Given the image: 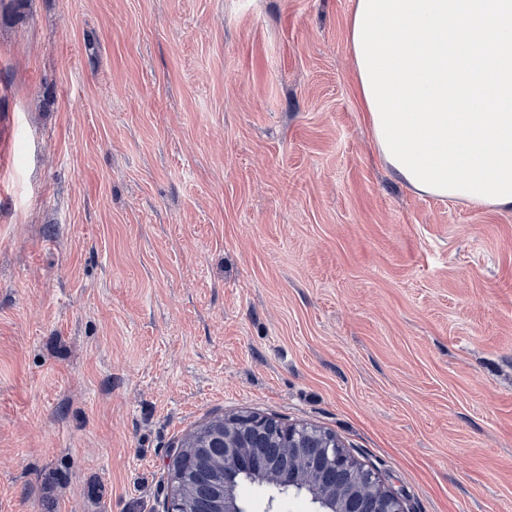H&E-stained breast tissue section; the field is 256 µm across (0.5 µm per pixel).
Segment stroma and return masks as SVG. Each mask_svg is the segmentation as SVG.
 <instances>
[{
    "mask_svg": "<svg viewBox=\"0 0 512 512\" xmlns=\"http://www.w3.org/2000/svg\"><path fill=\"white\" fill-rule=\"evenodd\" d=\"M352 6L0 0V512H168L251 412L512 512V211L391 175ZM360 0H354L353 1V8H352V11H351V14H350V19H349V30H348V43H349V47H350V51H351V54L353 56V59H354V67H355V73H356V82H357V91H358V95H359V98H360V101H361V104H362V107H363V111L365 112V117H366V120H367V123L371 129V132H372V135H373V139H374V142H375V145H376V148L378 150V152L380 153V155L383 157L384 161L386 162V164L388 165V167L391 169V171L404 183L406 184L409 188H411L412 190L418 192V193H422V194H425V195H430V196H433V197H437V198H440V199H450V200H460V201H465L467 202L468 204H470L471 206H474L476 208H484V207H494L496 209H500V210H511L512 211V202H509V203H503V204H490L488 202H484L482 200H479V199H471L469 198V195L468 197L466 196H462V195H454V194H449V195H439V194H433V193H430V192H424L423 190H418L415 185L417 186V184H413L412 183V180H408L407 179V175L403 174L400 170H398V168L400 169V167L396 168V164H392L390 162H388V160L386 159V156L384 154V151H382V146L380 145L381 143L379 142L378 138H377V132L376 131V128H375V124H374V117L372 114L374 113H371V109L369 108V103L367 101V98L365 96V92H364V87H363V83H362V77H361V73H360V68L358 66V63H357V55H356V50H355V43H354V28H355V21H356V15H357V11L359 9V3Z\"/></svg>",
    "mask_w": 512,
    "mask_h": 512,
    "instance_id": "35a3bbf8",
    "label": "stroma"
}]
</instances>
